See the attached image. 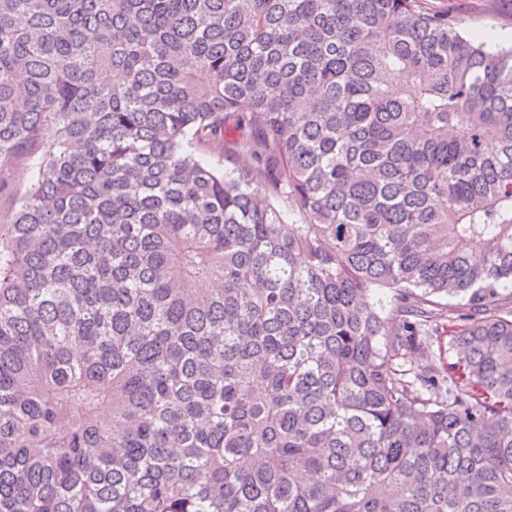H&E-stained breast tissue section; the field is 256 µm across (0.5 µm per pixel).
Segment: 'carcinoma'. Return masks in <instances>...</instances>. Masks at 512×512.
<instances>
[{
	"label": "carcinoma",
	"mask_w": 512,
	"mask_h": 512,
	"mask_svg": "<svg viewBox=\"0 0 512 512\" xmlns=\"http://www.w3.org/2000/svg\"><path fill=\"white\" fill-rule=\"evenodd\" d=\"M21 158L0 512H512V45L427 0H0Z\"/></svg>",
	"instance_id": "1"
}]
</instances>
